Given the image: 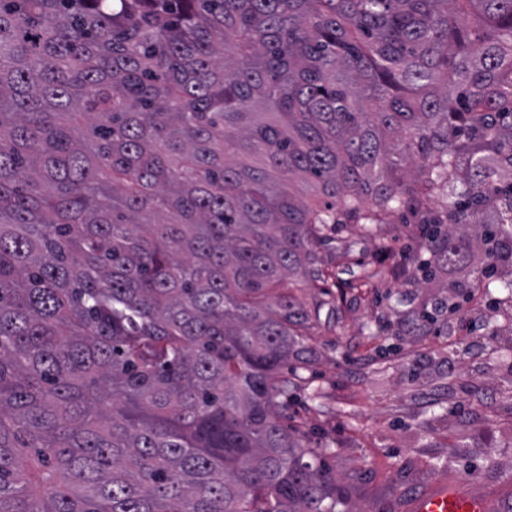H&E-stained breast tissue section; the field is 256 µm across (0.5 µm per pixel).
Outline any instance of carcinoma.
Masks as SVG:
<instances>
[{"mask_svg": "<svg viewBox=\"0 0 512 512\" xmlns=\"http://www.w3.org/2000/svg\"><path fill=\"white\" fill-rule=\"evenodd\" d=\"M400 210L512 296V0H0V512H356L279 374Z\"/></svg>", "mask_w": 512, "mask_h": 512, "instance_id": "cac0c4a2", "label": "carcinoma"}]
</instances>
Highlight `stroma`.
Returning a JSON list of instances; mask_svg holds the SVG:
<instances>
[{"mask_svg": "<svg viewBox=\"0 0 512 512\" xmlns=\"http://www.w3.org/2000/svg\"><path fill=\"white\" fill-rule=\"evenodd\" d=\"M416 224H343L320 248L325 307L306 364L282 367L283 422L365 512H409L430 486L464 485L494 512L512 503V300L473 285L451 317L423 313Z\"/></svg>", "mask_w": 512, "mask_h": 512, "instance_id": "35a3bbf8", "label": "stroma"}]
</instances>
